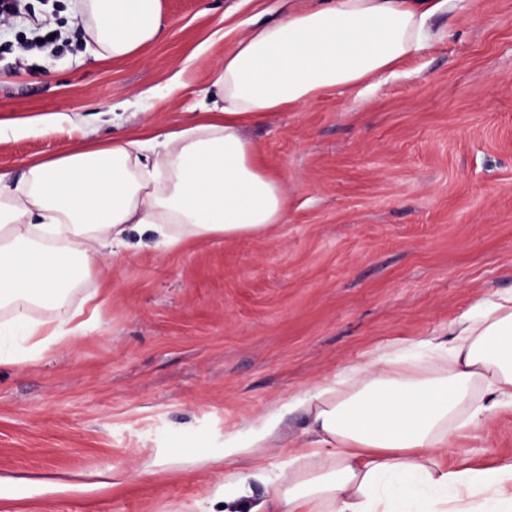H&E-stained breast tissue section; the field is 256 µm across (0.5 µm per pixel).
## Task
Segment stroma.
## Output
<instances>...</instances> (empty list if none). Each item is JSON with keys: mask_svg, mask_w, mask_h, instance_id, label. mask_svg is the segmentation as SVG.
<instances>
[{"mask_svg": "<svg viewBox=\"0 0 512 512\" xmlns=\"http://www.w3.org/2000/svg\"><path fill=\"white\" fill-rule=\"evenodd\" d=\"M76 0H27L0 22V173L200 115L211 74L254 18L286 0H163L157 38L96 59ZM55 44L22 51L36 21ZM394 77L330 89L246 125L288 189L264 236L130 249L67 296L99 312L69 345L0 363V477L33 478L0 512H182L248 469L225 459L245 423L393 347L447 339L477 301L512 290V0H470ZM178 87H171L172 77ZM512 456V413L461 430L451 457Z\"/></svg>", "mask_w": 512, "mask_h": 512, "instance_id": "35a3bbf8", "label": "stroma"}]
</instances>
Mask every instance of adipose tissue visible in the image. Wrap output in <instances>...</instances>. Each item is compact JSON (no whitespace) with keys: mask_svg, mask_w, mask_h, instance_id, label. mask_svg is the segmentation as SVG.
<instances>
[{"mask_svg":"<svg viewBox=\"0 0 512 512\" xmlns=\"http://www.w3.org/2000/svg\"><path fill=\"white\" fill-rule=\"evenodd\" d=\"M468 0H305L271 24H252L213 72L219 99L194 125L116 138L0 174V310L29 341L27 355L73 343L84 330L67 292L105 254L128 248L131 226L172 249L189 238L263 236L283 223L288 193L260 164L244 121L301 107L321 92L365 84L424 50L430 18L462 14ZM162 0H78L99 55L122 60L156 39ZM56 312L35 321L31 307ZM451 343L425 341L427 364L379 355L291 406L306 438L268 473L263 448H287L273 418L249 423L225 456L254 458L224 491L186 512H512V458L475 468L448 461L456 430L512 410V293L477 304ZM264 499L243 505L249 479Z\"/></svg>","mask_w":512,"mask_h":512,"instance_id":"1","label":"adipose tissue"}]
</instances>
